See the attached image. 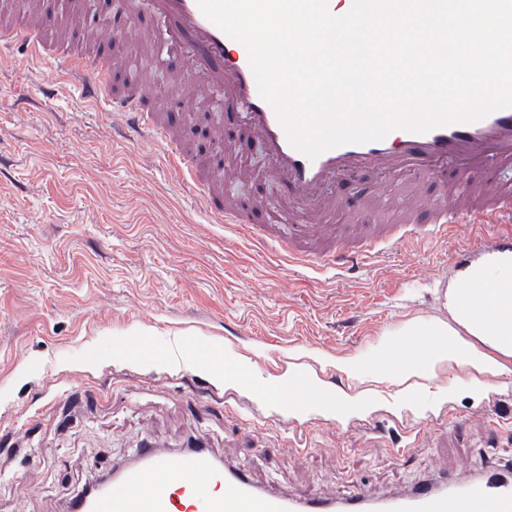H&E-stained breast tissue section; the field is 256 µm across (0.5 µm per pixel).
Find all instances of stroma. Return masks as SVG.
Masks as SVG:
<instances>
[{
	"mask_svg": "<svg viewBox=\"0 0 512 512\" xmlns=\"http://www.w3.org/2000/svg\"><path fill=\"white\" fill-rule=\"evenodd\" d=\"M93 9L104 26L125 18L96 55L153 81L196 154L205 131L223 127L225 196L281 212L254 138L213 92L183 90L174 60L155 61L157 21L128 16L125 0ZM131 27L145 42L127 38ZM56 73L54 60L19 51L0 60V512H67L144 439L171 454L200 445L263 492L298 500L339 501L357 484L388 498L490 465L512 473V371L475 397L465 370L444 368L416 380L409 407L367 369L403 324L447 318L444 288L477 259L479 229L353 277L299 269L270 244L226 233L161 149L129 138L78 90L46 100ZM141 336L156 359L121 356ZM195 339L256 382L303 372L366 402L361 424L290 414L184 361Z\"/></svg>",
	"mask_w": 512,
	"mask_h": 512,
	"instance_id": "1",
	"label": "stroma"
}]
</instances>
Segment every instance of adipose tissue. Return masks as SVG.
Returning <instances> with one entry per match:
<instances>
[{
    "label": "adipose tissue",
    "instance_id": "adipose-tissue-1",
    "mask_svg": "<svg viewBox=\"0 0 512 512\" xmlns=\"http://www.w3.org/2000/svg\"><path fill=\"white\" fill-rule=\"evenodd\" d=\"M444 306L448 319L411 321L400 328V335L416 347V354L399 359L391 347L377 351L374 372L378 377L402 385L456 366L467 371L478 390L487 379L507 371L512 358V288H461L452 281L444 292ZM318 389L314 379L292 374L266 386L264 393L306 412L317 408L307 399V392Z\"/></svg>",
    "mask_w": 512,
    "mask_h": 512
}]
</instances>
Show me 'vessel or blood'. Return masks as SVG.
<instances>
[{"label":"vessel or blood","instance_id":"obj_1","mask_svg":"<svg viewBox=\"0 0 512 512\" xmlns=\"http://www.w3.org/2000/svg\"><path fill=\"white\" fill-rule=\"evenodd\" d=\"M131 14L154 15L166 46L182 49L180 69L192 87L214 88L226 111L240 117L260 142L268 176L287 191L284 224H257L246 210L220 201L212 188L218 177L187 151L154 108L152 83L117 81L80 46L38 38L45 19L0 28V49L23 48L31 61L59 64L61 85L74 86L88 101L120 116L130 136L161 146L180 171L184 185L205 211L220 216L225 230L273 243L290 265L307 270L364 266L410 243L447 240L455 227L493 224L481 249L512 241V108L494 111L473 123H454L424 133L402 129L384 139L346 144L308 159L294 149L273 108L262 99L245 46L213 24L197 0H128ZM412 168L436 178L438 190L401 192L391 202L385 181ZM370 171L378 182L363 200L375 221L346 238V207L336 188ZM76 512H512V477L489 468L480 479L439 488L420 486L412 494L373 500L358 487L341 504L271 497L241 472L220 468L207 449L172 457L153 448L123 469L110 488Z\"/></svg>","mask_w":512,"mask_h":512}]
</instances>
